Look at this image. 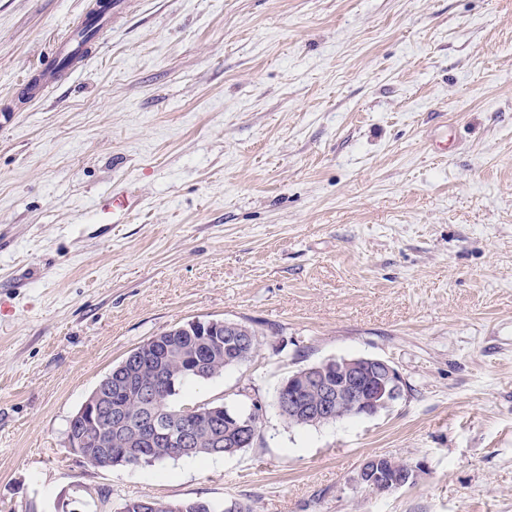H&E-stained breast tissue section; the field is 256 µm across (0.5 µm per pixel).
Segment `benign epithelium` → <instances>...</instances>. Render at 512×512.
Here are the masks:
<instances>
[{"instance_id": "obj_1", "label": "benign epithelium", "mask_w": 512, "mask_h": 512, "mask_svg": "<svg viewBox=\"0 0 512 512\" xmlns=\"http://www.w3.org/2000/svg\"><path fill=\"white\" fill-rule=\"evenodd\" d=\"M203 339L222 334L231 344L246 348L253 337L244 335L245 329L234 322L209 320L195 321ZM403 391L402 378L386 360L374 357L330 359L319 365L308 366L296 377L288 380V389L282 395V406L288 416L299 422L316 423L330 419L344 411L357 416H373L398 400ZM112 380L98 388L83 404L78 417L85 426L104 427L100 413L111 400ZM229 417L224 406H213L194 413L189 429L177 436L183 447L194 442L193 432L199 427L211 428L221 417ZM417 470L409 467L406 478L372 484L374 490L384 493L414 483Z\"/></svg>"}]
</instances>
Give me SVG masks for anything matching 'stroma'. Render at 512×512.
I'll list each match as a JSON object with an SVG mask.
<instances>
[{"label":"stroma","instance_id":"1","mask_svg":"<svg viewBox=\"0 0 512 512\" xmlns=\"http://www.w3.org/2000/svg\"><path fill=\"white\" fill-rule=\"evenodd\" d=\"M87 0H0V512H512V0H127L39 99ZM139 205L99 220L112 189ZM261 344L177 404L262 405L234 455L88 466L67 429L133 349ZM388 361L374 416L288 425L282 381ZM417 465L377 494L371 456ZM379 462H380V458H377V457L369 458V460L365 464V467L363 468V470L360 473L359 481L362 482L364 477L371 476L372 480L369 481V484L372 485L374 490H376L380 493L394 491V490L404 487L406 485L413 484L417 477L416 468L410 466L408 468L407 472L405 473L406 474L405 480H400V481L389 480V481H385V482L379 481L378 483H374L373 479L376 478V476L378 474H372V473L375 471V469L380 468ZM183 503L187 509L185 512H250L249 508L243 507L237 502L230 504L216 503L205 500L177 501Z\"/></svg>","mask_w":512,"mask_h":512}]
</instances>
